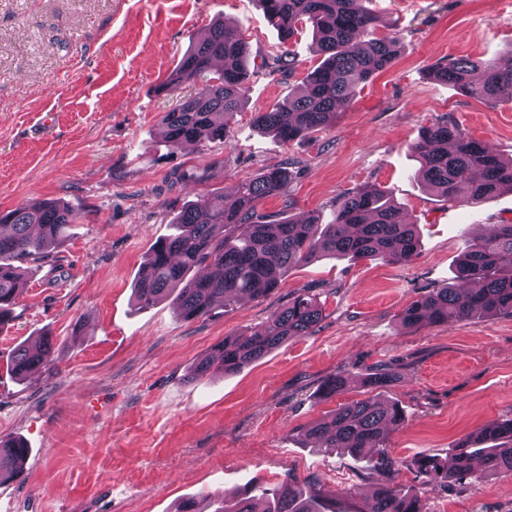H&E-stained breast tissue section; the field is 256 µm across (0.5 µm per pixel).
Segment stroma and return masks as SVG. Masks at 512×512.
I'll use <instances>...</instances> for the list:
<instances>
[{"label": "stroma", "instance_id": "1", "mask_svg": "<svg viewBox=\"0 0 512 512\" xmlns=\"http://www.w3.org/2000/svg\"><path fill=\"white\" fill-rule=\"evenodd\" d=\"M378 32L398 39L392 66L357 87L350 106L308 137L282 143L253 122L300 90L320 59L310 28L289 41L293 72L267 75L280 38L259 0H0V211L57 199L79 214L30 273L0 331V437L30 449L21 478L0 484V512H175L181 501L285 475L314 483L338 512L387 480L417 489L422 455L447 458L467 434L512 418V317L408 329L411 301L452 283L466 238L512 221V193L455 206L425 190L410 152L434 123L459 126L512 158V102L490 105L434 79L451 59L507 60L512 0H370ZM251 55L247 101L228 143L168 153L160 119L196 86L159 85L217 20ZM290 179L258 210L329 218L336 197L375 185L418 226L403 264L323 257L283 274L273 293L178 318L171 301L142 307L138 274L153 244L197 195L232 193L263 169ZM191 181H181V173ZM322 319L235 374L189 375L224 338L264 325L301 291ZM56 339L54 364L19 382L14 348ZM384 365L398 376L388 400L406 413L386 442L388 469L307 447L303 431L351 386L319 397L321 381ZM428 512H512V474L450 481L426 494Z\"/></svg>", "mask_w": 512, "mask_h": 512}]
</instances>
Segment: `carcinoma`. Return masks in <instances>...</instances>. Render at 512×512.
Here are the masks:
<instances>
[{
    "label": "carcinoma",
    "instance_id": "1",
    "mask_svg": "<svg viewBox=\"0 0 512 512\" xmlns=\"http://www.w3.org/2000/svg\"><path fill=\"white\" fill-rule=\"evenodd\" d=\"M281 43L291 40L299 26L310 25L315 51L323 61L304 78V91L269 110L254 113L258 128L283 142L304 138L347 108L353 89L389 68L397 40L376 36L379 20L367 0H260ZM248 42L219 21L208 35L192 45L159 90L206 80L204 87L183 98L161 122L163 142L174 153L188 143L227 142L230 123L245 104L248 86ZM274 75L293 70L289 52L265 62ZM433 77L454 85L469 97L495 105L512 102V59L460 58L437 66ZM423 185L450 204H477L504 191L512 193V159L503 160L487 145L465 136L455 125L424 128L411 146ZM289 179L288 169L274 165L237 185L233 195H204L177 217L174 233L158 241L135 285L136 300L149 305L175 295L176 312L184 321L209 315L220 299L229 305L243 296L264 297L276 290L283 271L324 256L356 259L379 257L397 264L417 251V224L403 218V208L383 189L369 186L336 200L331 221L302 214L288 220H268L258 213L261 200L279 194ZM77 214L60 201L36 200L25 207L0 212V326L7 324L32 265L48 258ZM512 316V224H491L484 234L466 243L456 266L455 284L439 288L411 302L400 314L408 328L467 321L475 317ZM322 316L314 296L298 294L267 324L227 337L214 352L200 359L194 377L217 369L236 373L290 339L313 332ZM54 344L43 336L40 345L21 344L9 369L18 379L53 362ZM396 381L388 370L375 367L357 383L370 396L343 403L333 414L305 429L307 441L320 448H342L352 457L373 459L390 431L405 424L406 415L395 402L382 399ZM342 374L325 378L321 396L333 398L350 387ZM30 449L20 439L0 440V483L20 477ZM415 466L429 489L445 488L451 476L478 478L512 474V418L495 421L465 436L451 462L431 455ZM178 512H336L317 485H300L286 474L273 487L258 482L232 498L211 500L202 507L195 500ZM350 512H426L422 494L387 482Z\"/></svg>",
    "mask_w": 512,
    "mask_h": 512
}]
</instances>
